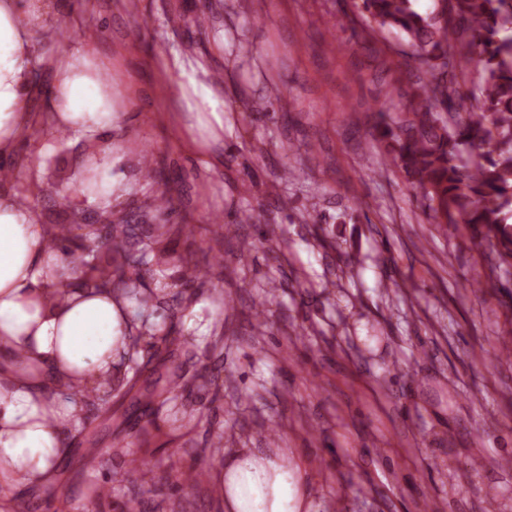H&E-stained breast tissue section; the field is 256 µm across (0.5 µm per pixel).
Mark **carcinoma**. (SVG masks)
<instances>
[{
	"label": "carcinoma",
	"instance_id": "1",
	"mask_svg": "<svg viewBox=\"0 0 512 512\" xmlns=\"http://www.w3.org/2000/svg\"><path fill=\"white\" fill-rule=\"evenodd\" d=\"M438 2L439 8L427 14L416 11L412 0L355 2L349 23L363 33L394 34L413 49L414 62H405L403 71L413 89L403 116L380 104L369 135L389 164L404 173L433 223L465 225L490 258L488 278L512 298V0ZM466 73L477 80L464 92L458 75ZM471 99L475 110L467 105ZM46 229L48 246L80 270L85 286L122 291L142 327L124 356L129 376L102 394L85 396V410L101 412L100 424L118 429L128 420L125 412L112 413V398L120 395L130 397L135 410L167 413L168 394L191 386L167 367L169 359L150 349L170 350L179 338L149 323L165 295L139 292L137 280L161 265L155 245L170 234L171 225L153 224L144 235L135 224L112 223V210L106 209L96 224L73 211L68 223ZM146 373L156 379L143 388L138 381ZM79 435L86 447H98L94 421L84 418ZM223 442L219 432L193 467H172L184 483L194 484Z\"/></svg>",
	"mask_w": 512,
	"mask_h": 512
}]
</instances>
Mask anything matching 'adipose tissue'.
I'll return each instance as SVG.
<instances>
[{"label": "adipose tissue", "instance_id": "adipose-tissue-1", "mask_svg": "<svg viewBox=\"0 0 512 512\" xmlns=\"http://www.w3.org/2000/svg\"><path fill=\"white\" fill-rule=\"evenodd\" d=\"M56 15L55 0H0V162H12L39 120L28 106L38 70L49 75L44 105L55 128L108 139L118 126L104 62L83 44L49 45ZM158 70L179 77L171 110L194 118L175 127L186 152L210 166L213 145L224 140V101L209 60L174 53ZM62 267L37 212L0 191V512L55 481L82 408L69 389L111 383L134 330L128 301L112 292L75 286L52 297ZM218 486L224 512H302L305 503L299 470L246 448L225 458Z\"/></svg>", "mask_w": 512, "mask_h": 512}]
</instances>
